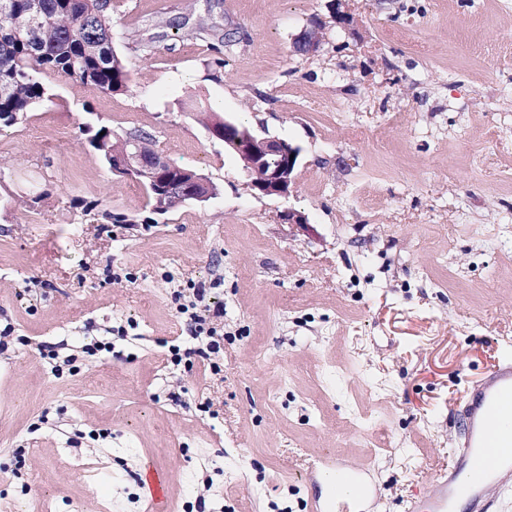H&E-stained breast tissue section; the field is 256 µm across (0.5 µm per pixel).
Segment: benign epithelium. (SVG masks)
<instances>
[{"mask_svg": "<svg viewBox=\"0 0 512 512\" xmlns=\"http://www.w3.org/2000/svg\"><path fill=\"white\" fill-rule=\"evenodd\" d=\"M323 40L311 38L308 30H303L294 39L293 52L305 56L318 54ZM235 130L243 141L241 157L245 162L244 171L263 167L269 169L267 181L258 188L261 195L286 196L294 182V171L298 163L299 149L289 142L270 136H260L245 128H238L235 122L224 120V132ZM170 191L178 196V201L187 199L200 202L211 197L210 183L198 175L189 182L187 187H171Z\"/></svg>", "mask_w": 512, "mask_h": 512, "instance_id": "1", "label": "benign epithelium"}]
</instances>
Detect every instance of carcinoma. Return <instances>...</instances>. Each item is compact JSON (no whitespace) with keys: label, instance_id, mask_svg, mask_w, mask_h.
Segmentation results:
<instances>
[{"label":"carcinoma","instance_id":"1","mask_svg":"<svg viewBox=\"0 0 512 512\" xmlns=\"http://www.w3.org/2000/svg\"><path fill=\"white\" fill-rule=\"evenodd\" d=\"M114 0H0V126H11L47 95L40 81L46 72L61 74L74 84L104 94L124 92L130 72L112 46ZM176 35L188 41H212L232 45L230 35L218 36L216 26L199 18L170 24ZM137 139L141 157L150 163L162 159L156 137L143 129L119 135L99 127L90 145L107 164L123 152L127 138ZM192 170L166 163L160 171L141 176L129 170L143 185L150 211L164 215L177 207L161 182L175 181Z\"/></svg>","mask_w":512,"mask_h":512}]
</instances>
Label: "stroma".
Listing matches in <instances>:
<instances>
[{
    "mask_svg": "<svg viewBox=\"0 0 512 512\" xmlns=\"http://www.w3.org/2000/svg\"><path fill=\"white\" fill-rule=\"evenodd\" d=\"M345 5L343 31L330 0H116L128 92L45 73L48 99L0 127V468L20 473L0 512H141L146 462L170 473L173 512L203 494L306 512L328 448L367 469L363 512H403L447 466L449 402L512 342V0ZM188 13L242 43L178 40ZM316 20L322 51L294 55ZM199 101L299 148L288 195L248 188ZM103 125L149 130L216 195L152 217L89 146ZM189 282L224 310L208 367L171 361L191 345ZM87 337L105 351L54 372L48 351Z\"/></svg>",
    "mask_w": 512,
    "mask_h": 512,
    "instance_id": "stroma-1",
    "label": "stroma"
}]
</instances>
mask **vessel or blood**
Instances as JSON below:
<instances>
[{
	"instance_id": "b4317fda",
	"label": "vessel or blood",
	"mask_w": 512,
	"mask_h": 512,
	"mask_svg": "<svg viewBox=\"0 0 512 512\" xmlns=\"http://www.w3.org/2000/svg\"><path fill=\"white\" fill-rule=\"evenodd\" d=\"M461 435L448 450V469L430 492L407 501L405 512H454L466 498L468 512H494L493 492L512 488V349L502 348L480 377L454 400ZM149 512H168L170 476L148 465L140 474ZM341 489L312 496L309 512H346Z\"/></svg>"
}]
</instances>
